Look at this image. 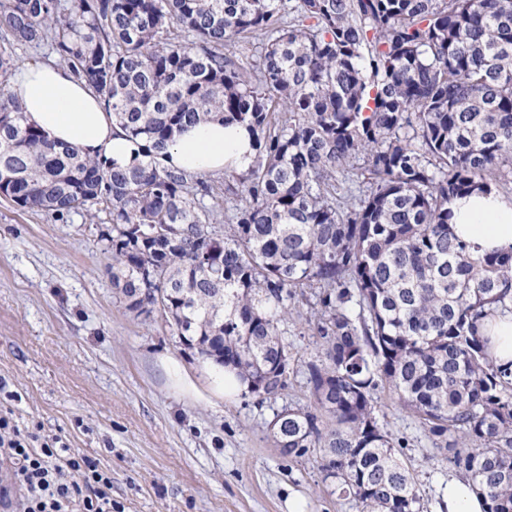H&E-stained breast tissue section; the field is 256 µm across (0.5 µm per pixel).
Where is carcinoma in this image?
I'll return each instance as SVG.
<instances>
[{
	"mask_svg": "<svg viewBox=\"0 0 512 512\" xmlns=\"http://www.w3.org/2000/svg\"><path fill=\"white\" fill-rule=\"evenodd\" d=\"M259 37L256 61L227 49ZM46 44L141 142L120 168L61 148L10 90ZM248 128L256 160L214 182L160 164L177 133ZM512 173V0H0V197L112 225V286L264 401L281 325L311 290L313 402L273 426L360 512H426L377 417L387 388L512 512V249L473 256L450 200ZM224 222V235L212 225ZM484 332L491 338L496 364L512 361V314L497 315L486 322Z\"/></svg>",
	"mask_w": 512,
	"mask_h": 512,
	"instance_id": "cac0c4a2",
	"label": "carcinoma"
}]
</instances>
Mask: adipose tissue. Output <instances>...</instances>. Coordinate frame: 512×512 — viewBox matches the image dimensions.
Segmentation results:
<instances>
[{
    "instance_id": "ef3b65f1",
    "label": "adipose tissue",
    "mask_w": 512,
    "mask_h": 512,
    "mask_svg": "<svg viewBox=\"0 0 512 512\" xmlns=\"http://www.w3.org/2000/svg\"><path fill=\"white\" fill-rule=\"evenodd\" d=\"M12 89L28 122L59 144L89 157L104 156L128 165L135 145L112 122L99 98L67 68L54 62L30 63L16 71ZM248 131L214 120L187 127L161 156L164 166L196 176L218 174L225 167L244 170L254 161ZM452 230L470 246L473 255L512 248V202L496 190L476 191L454 199ZM175 391L215 400L238 394L242 385L235 372L205 365L200 377L187 373L170 357L160 359Z\"/></svg>"
}]
</instances>
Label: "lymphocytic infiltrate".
Masks as SVG:
<instances>
[{
	"label": "lymphocytic infiltrate",
	"instance_id": "lymphocytic-infiltrate-1",
	"mask_svg": "<svg viewBox=\"0 0 512 512\" xmlns=\"http://www.w3.org/2000/svg\"><path fill=\"white\" fill-rule=\"evenodd\" d=\"M15 490L22 512H112V476L97 460L1 415L0 512Z\"/></svg>",
	"mask_w": 512,
	"mask_h": 512
}]
</instances>
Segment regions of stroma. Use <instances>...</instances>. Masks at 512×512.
<instances>
[{
	"label": "stroma",
	"instance_id": "1",
	"mask_svg": "<svg viewBox=\"0 0 512 512\" xmlns=\"http://www.w3.org/2000/svg\"><path fill=\"white\" fill-rule=\"evenodd\" d=\"M107 224L55 220L0 198V414L38 424L112 473L113 512H359L316 464L284 455L270 428L310 401L317 354L305 320L281 327L288 385L264 402L238 394L212 405L180 395L158 363L201 364L158 314L127 309L112 286ZM378 418L428 512H442L453 467L396 395L377 390Z\"/></svg>",
	"mask_w": 512,
	"mask_h": 512
}]
</instances>
